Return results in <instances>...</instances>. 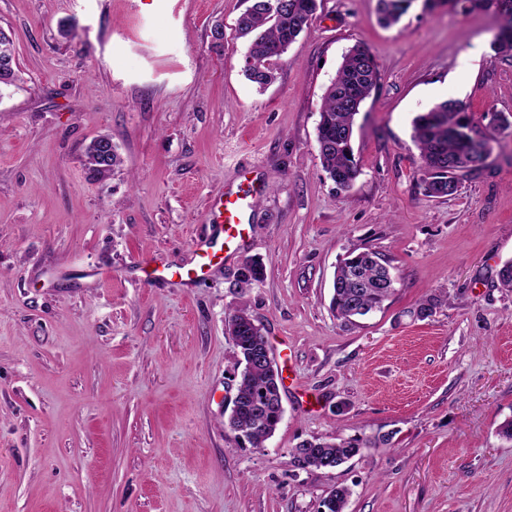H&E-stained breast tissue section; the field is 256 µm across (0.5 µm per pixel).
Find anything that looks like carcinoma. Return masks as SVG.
<instances>
[{"mask_svg":"<svg viewBox=\"0 0 512 512\" xmlns=\"http://www.w3.org/2000/svg\"><path fill=\"white\" fill-rule=\"evenodd\" d=\"M413 0H378V16L385 27L396 25ZM468 10H494L512 18V0H446ZM317 0H249L236 21V34L249 40L243 72L248 80L263 89L275 79L276 66L288 48L307 26L317 10ZM11 63L7 74L0 72V89L15 84L16 61L0 52V69ZM379 81V70L370 47L356 43L344 55L336 77L322 98L316 143L322 169L340 189L353 187L361 173L352 145L344 133L353 131L356 115ZM512 129L506 116L478 133L463 105L455 100L443 101L413 119V138L420 151V187L427 197L447 198L457 192L464 176L475 170V163L492 151L497 137ZM121 164L117 149L107 155L98 153L94 143L85 150L84 165L93 180L111 175ZM377 253L348 252L336 269L331 308L346 321L380 309L393 293L396 267L384 272L376 261ZM225 328L236 346V363L243 366L237 383L236 409L227 426L246 438L253 448H263L268 435L279 422L281 399L279 373L265 365L251 364V357L265 343L261 329L253 325L246 306L242 305L225 319ZM367 442L358 436L327 440L315 439V446L297 445L291 463L299 469L313 468L330 472L362 454ZM350 488L336 486L322 501L327 512H347Z\"/></svg>","mask_w":512,"mask_h":512,"instance_id":"carcinoma-1","label":"carcinoma"}]
</instances>
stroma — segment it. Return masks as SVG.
I'll list each match as a JSON object with an SVG mask.
<instances>
[{
	"mask_svg": "<svg viewBox=\"0 0 512 512\" xmlns=\"http://www.w3.org/2000/svg\"><path fill=\"white\" fill-rule=\"evenodd\" d=\"M246 0H0L19 81L0 91V512H512V134L455 195L426 197L412 122L453 99L478 129L512 115V57L493 12L413 0H320L258 89L236 35ZM222 40H214L215 28ZM380 79L356 117L361 173L322 170V96L356 43ZM123 160L89 180L86 145ZM253 181L248 234L191 286L215 199ZM397 269L380 311L329 308L346 251ZM261 258L262 281L238 284ZM443 304L425 320L418 303ZM247 305L281 371L264 449L224 422L236 394L225 318ZM371 445L330 473L290 453L313 437ZM413 0H378V16L385 27L396 25L408 11ZM351 495V489L346 486L333 487L323 499L322 507L327 512H347ZM324 508L320 512H324Z\"/></svg>",
	"mask_w": 512,
	"mask_h": 512,
	"instance_id": "stroma-1",
	"label": "stroma"
}]
</instances>
